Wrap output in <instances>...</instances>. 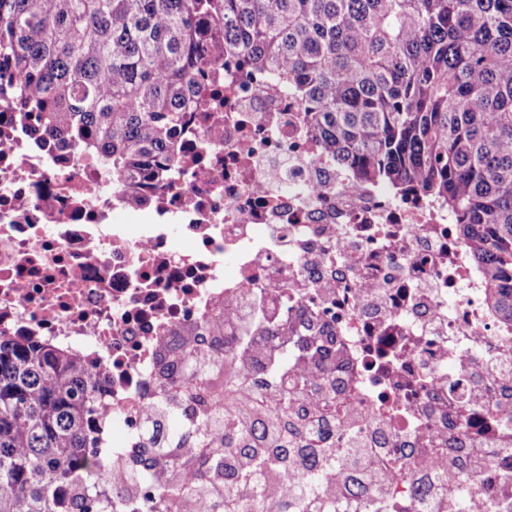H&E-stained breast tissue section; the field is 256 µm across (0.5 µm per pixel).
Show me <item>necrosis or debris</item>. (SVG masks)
Returning a JSON list of instances; mask_svg holds the SVG:
<instances>
[{
    "instance_id": "obj_1",
    "label": "necrosis or debris",
    "mask_w": 512,
    "mask_h": 512,
    "mask_svg": "<svg viewBox=\"0 0 512 512\" xmlns=\"http://www.w3.org/2000/svg\"><path fill=\"white\" fill-rule=\"evenodd\" d=\"M212 81L223 103L198 97L178 164L144 184L147 224L114 223L133 206L111 169L0 102V335L87 359L95 462L122 471L145 451L176 333L228 301L245 321H327L359 431L404 452L467 436L486 464L458 466L449 499L512 512V324L447 208L331 162L274 78L221 66Z\"/></svg>"
}]
</instances>
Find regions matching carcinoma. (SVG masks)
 <instances>
[{"mask_svg": "<svg viewBox=\"0 0 512 512\" xmlns=\"http://www.w3.org/2000/svg\"><path fill=\"white\" fill-rule=\"evenodd\" d=\"M276 75L305 103L321 152L356 178L448 207L500 315L512 321V0H0V91L46 132L134 180L179 160L177 134L218 62ZM237 306L169 343L173 388L158 410L187 405L181 366L202 374L196 427L148 425L162 460L166 512H348L387 498L391 471L369 436L336 448L325 417L342 392L333 327L304 318L315 346L293 357L268 344L295 328L258 320L237 343ZM219 336L224 355L195 336ZM97 376L81 356L26 336L0 338V512H92L60 493L88 477ZM417 474V504H448L443 472ZM155 474L128 469L135 496Z\"/></svg>", "mask_w": 512, "mask_h": 512, "instance_id": "cac0c4a2", "label": "carcinoma"}]
</instances>
